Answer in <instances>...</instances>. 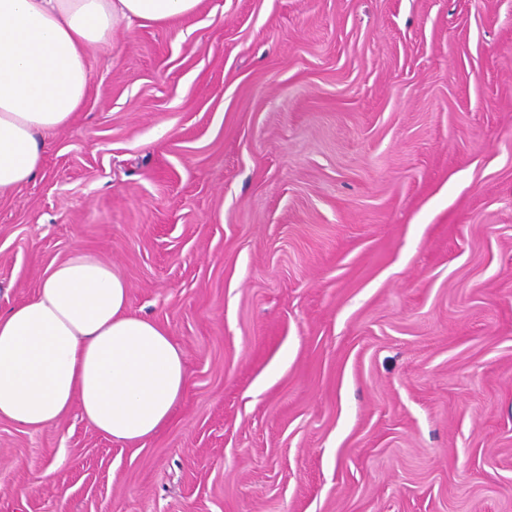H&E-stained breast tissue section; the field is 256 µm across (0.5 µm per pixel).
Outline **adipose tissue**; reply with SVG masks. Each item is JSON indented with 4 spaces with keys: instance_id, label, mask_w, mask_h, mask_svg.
<instances>
[{
    "instance_id": "ef3b65f1",
    "label": "adipose tissue",
    "mask_w": 512,
    "mask_h": 512,
    "mask_svg": "<svg viewBox=\"0 0 512 512\" xmlns=\"http://www.w3.org/2000/svg\"><path fill=\"white\" fill-rule=\"evenodd\" d=\"M201 0H0V199L42 168L46 137L89 90L87 57L122 22L162 24ZM111 263L77 250L52 263L38 292L0 312V419L27 429L72 406L118 442L171 419L187 385L182 352L152 320L130 313Z\"/></svg>"
}]
</instances>
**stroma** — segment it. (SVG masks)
Listing matches in <instances>:
<instances>
[{
	"label": "stroma",
	"mask_w": 512,
	"mask_h": 512,
	"mask_svg": "<svg viewBox=\"0 0 512 512\" xmlns=\"http://www.w3.org/2000/svg\"><path fill=\"white\" fill-rule=\"evenodd\" d=\"M0 199V311L73 251L180 345L170 423L0 420V512H512V0L119 24Z\"/></svg>",
	"instance_id": "stroma-1"
}]
</instances>
